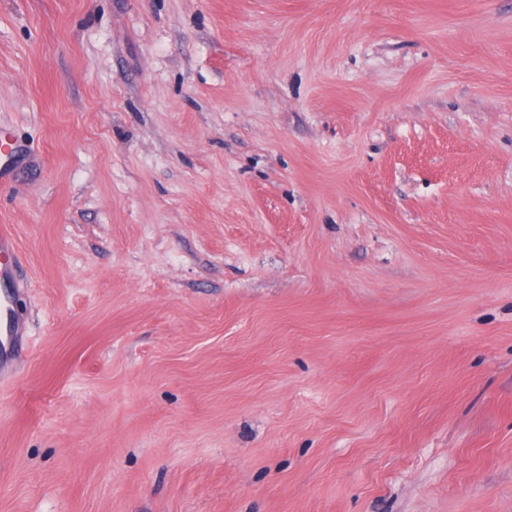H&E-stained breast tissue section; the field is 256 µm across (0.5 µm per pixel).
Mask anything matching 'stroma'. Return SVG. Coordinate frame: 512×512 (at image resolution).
I'll return each mask as SVG.
<instances>
[{
    "label": "stroma",
    "mask_w": 512,
    "mask_h": 512,
    "mask_svg": "<svg viewBox=\"0 0 512 512\" xmlns=\"http://www.w3.org/2000/svg\"><path fill=\"white\" fill-rule=\"evenodd\" d=\"M0 127V512H512V0H0ZM26 155L24 145L13 140L6 131L0 130V182L8 180L11 168L23 161ZM19 249L10 225L0 226V370L17 368L15 349L24 336V326L14 316V299L18 281Z\"/></svg>",
    "instance_id": "obj_1"
}]
</instances>
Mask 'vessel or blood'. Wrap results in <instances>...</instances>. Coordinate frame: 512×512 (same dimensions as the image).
<instances>
[{"instance_id": "1", "label": "vessel or blood", "mask_w": 512, "mask_h": 512, "mask_svg": "<svg viewBox=\"0 0 512 512\" xmlns=\"http://www.w3.org/2000/svg\"><path fill=\"white\" fill-rule=\"evenodd\" d=\"M27 155L24 145L0 130V182L7 181L12 165ZM19 249L9 225L0 226V371L15 370L18 359L15 349L24 334V326L14 316L17 290Z\"/></svg>"}]
</instances>
